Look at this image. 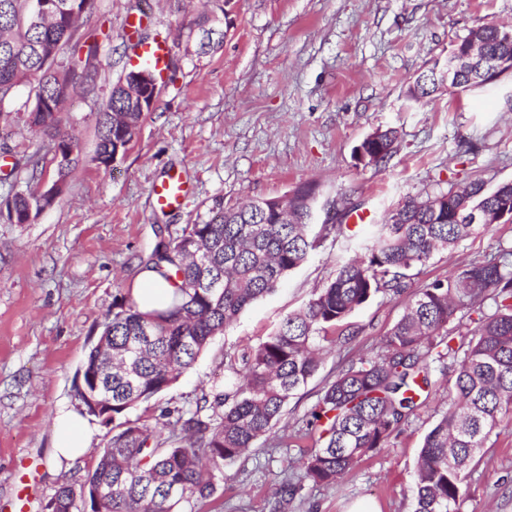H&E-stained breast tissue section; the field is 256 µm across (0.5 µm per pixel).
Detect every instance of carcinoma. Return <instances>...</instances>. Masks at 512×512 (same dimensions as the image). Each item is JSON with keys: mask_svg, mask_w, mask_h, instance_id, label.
<instances>
[{"mask_svg": "<svg viewBox=\"0 0 512 512\" xmlns=\"http://www.w3.org/2000/svg\"><path fill=\"white\" fill-rule=\"evenodd\" d=\"M83 2L69 0L67 18L58 23L40 17V0H0V104L24 85L39 100L63 88L95 91L96 69L82 75L71 71L80 55L95 57L99 48L98 33L81 30ZM507 31L512 28L489 23L470 36L481 55L494 57L512 54ZM436 80L430 69L421 73L408 89L410 99L422 101ZM461 82L484 85L491 79L479 65L469 64ZM133 106L130 95L114 83L97 114L98 143L91 161L99 162L117 141H132L142 119ZM28 122L48 139L60 138L59 114L38 111ZM394 140V131L385 130L360 146L384 162ZM312 190L310 183L297 186L286 219L274 199H261L188 224L182 235L156 243L145 269L172 287L168 304L142 312L135 299L123 298L101 332L106 347H92L87 354L97 363L100 389L112 399V420L119 428L86 479L88 486L112 485V500L102 503V512H203L206 507L221 512L224 505L213 506L216 480L272 431L288 400L318 373L320 341L377 294L405 293L409 271L485 228L453 223L457 205L512 210V181L492 190L474 181L461 192L405 201L377 225L363 256L338 261L335 276L300 313L235 358L231 370L237 383L202 395L193 410L164 411L171 427L167 440L158 439L155 425L121 419L169 389L214 336L336 231L334 224L311 230ZM38 197L35 188L18 191L11 209L22 215L37 206ZM487 299L493 300V310L480 313L469 341L448 335V321L456 313ZM450 365L455 380L448 409L424 438L414 512H460L468 467L503 419L512 418V247L500 249L496 262H471L452 277L419 287L375 353L337 365L303 426L279 437L287 447L312 441L311 449L300 454L297 470L279 485L280 501L305 482L333 484L364 457L390 446L400 425L422 406L435 374L448 379ZM55 499L64 512H77L71 484H61Z\"/></svg>", "mask_w": 512, "mask_h": 512, "instance_id": "carcinoma-1", "label": "carcinoma"}]
</instances>
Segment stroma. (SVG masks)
I'll use <instances>...</instances> for the list:
<instances>
[{
  "label": "stroma",
  "instance_id": "obj_1",
  "mask_svg": "<svg viewBox=\"0 0 512 512\" xmlns=\"http://www.w3.org/2000/svg\"><path fill=\"white\" fill-rule=\"evenodd\" d=\"M208 53L188 52L202 8L198 0H94L85 26L106 24L93 94L61 114L62 136L77 144V162L55 202L19 224L9 220V189L25 190L22 153L48 150L30 131L29 87L0 105V503L17 489L21 462H38L29 512H45L62 483L82 484L114 434L97 430L71 466L51 459L55 417L80 407L74 384L89 348L115 305L131 293L160 236L249 200L281 197L296 185L316 186L315 218L329 207L365 213V223L326 240L275 291L247 306L215 336L194 366L162 396L128 413L149 422L166 407L195 404L228 377L230 356L262 342L302 310L343 257L363 253L374 225L411 198L480 180L486 188L512 181V72L493 86L434 92L410 103L407 92L427 68L444 70L454 44L486 24L512 26V0H229ZM147 14L149 39L165 41L172 64L161 93L124 154L110 166L91 158L96 114L113 83L136 64L127 38ZM391 129V157L366 165L354 154L369 134ZM180 175L189 194L159 209L155 182ZM9 183H2V176ZM512 244V223L495 224L442 252L415 271L412 286L450 276L461 264ZM408 296L380 294L347 320L354 336L326 344L319 373L290 399L280 429H293L317 400L341 358L372 353L401 316ZM447 384L401 426L389 447L361 460L331 485H305L276 512H348L359 499L380 512H414L413 486L423 439L437 421ZM264 436L224 470L215 495L241 512H275L273 493L296 448H275ZM462 512H512V420L491 436L481 461L463 481Z\"/></svg>",
  "mask_w": 512,
  "mask_h": 512
}]
</instances>
